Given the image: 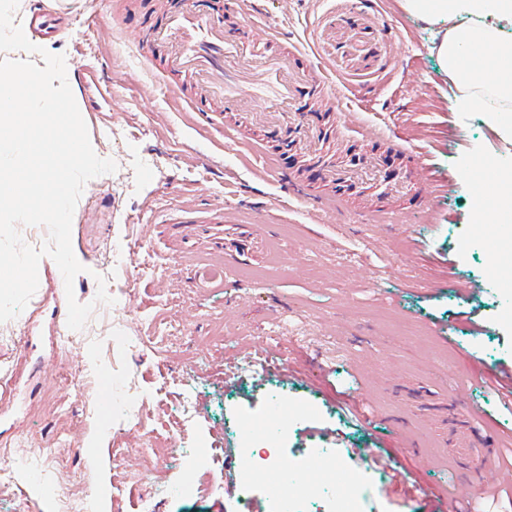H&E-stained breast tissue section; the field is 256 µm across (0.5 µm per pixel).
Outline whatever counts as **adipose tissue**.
I'll use <instances>...</instances> for the list:
<instances>
[{"label": "adipose tissue", "mask_w": 512, "mask_h": 512, "mask_svg": "<svg viewBox=\"0 0 512 512\" xmlns=\"http://www.w3.org/2000/svg\"><path fill=\"white\" fill-rule=\"evenodd\" d=\"M400 6L426 22L447 23L439 53L460 91L458 111H470L483 93L512 101V45L501 41L495 27L496 21H512V0H400Z\"/></svg>", "instance_id": "adipose-tissue-1"}]
</instances>
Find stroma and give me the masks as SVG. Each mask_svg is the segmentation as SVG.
Here are the masks:
<instances>
[{"instance_id":"obj_1","label":"stroma","mask_w":512,"mask_h":512,"mask_svg":"<svg viewBox=\"0 0 512 512\" xmlns=\"http://www.w3.org/2000/svg\"><path fill=\"white\" fill-rule=\"evenodd\" d=\"M255 2L274 21L265 54L287 53L293 73L322 66L334 88H364L347 111L406 140L404 164L422 166L423 179L376 202L293 165L321 139L339 165L371 167L383 150L316 104L306 84L276 125L255 105L225 112L222 127L197 126L187 105L195 88L167 55L150 71L132 68L124 34L149 38L159 0H49L69 20L52 49L74 65L130 76L117 81L111 111L86 115L117 166L84 190L72 223L85 268L74 292L94 303L90 319L81 332L66 330L65 345L45 329L65 324L66 308L30 303L0 323V375L21 368L0 414V512H64L68 502L89 512H272L275 489L240 465L269 447L283 473L303 468L304 483L321 490L299 497V512H331L351 498L364 512H430V501L394 484L397 474L439 498L469 484L464 512H512V484L495 477L512 470V409L485 378L512 365V295L497 286L512 270V247L502 246L501 228L479 221L480 196L493 185L465 175L489 161L512 170V120L479 105L457 110L438 53L445 25L397 0ZM257 145L300 184L342 200L346 213L335 222L301 205L277 175L263 174ZM208 209L236 224L263 210L273 238L206 286L213 251L169 220ZM119 242L129 257L114 258ZM101 277L120 305L96 302ZM135 336L162 337L163 348L132 344ZM123 378L144 400L136 423L122 404L105 415L96 402ZM187 400L189 417L179 412ZM276 405L287 407V427L275 440L245 443L243 422ZM452 406L477 413L450 432ZM400 419L409 423L403 437ZM474 435L490 446L480 462L463 453ZM184 448L209 454L189 488ZM308 448L331 453L335 476L306 470Z\"/></svg>"}]
</instances>
